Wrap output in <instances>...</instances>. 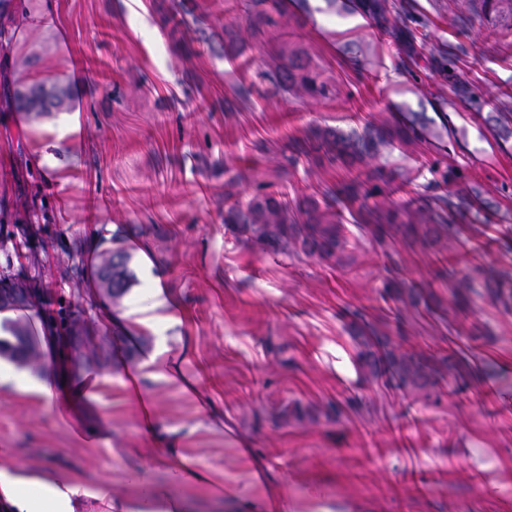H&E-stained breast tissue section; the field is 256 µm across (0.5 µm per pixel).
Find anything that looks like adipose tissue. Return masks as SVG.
<instances>
[{
  "instance_id": "adipose-tissue-1",
  "label": "adipose tissue",
  "mask_w": 512,
  "mask_h": 512,
  "mask_svg": "<svg viewBox=\"0 0 512 512\" xmlns=\"http://www.w3.org/2000/svg\"><path fill=\"white\" fill-rule=\"evenodd\" d=\"M47 336L43 363L48 377L34 390L49 404H73L78 389L61 365L55 330H48ZM91 506L101 512H188L190 508L185 499L161 487L146 491L140 500L126 501L113 498L111 484H89L74 472L54 467L34 471L0 457V512H84Z\"/></svg>"
}]
</instances>
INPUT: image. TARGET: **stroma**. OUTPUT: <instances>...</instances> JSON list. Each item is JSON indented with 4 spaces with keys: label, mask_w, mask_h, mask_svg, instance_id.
Here are the masks:
<instances>
[{
    "label": "stroma",
    "mask_w": 512,
    "mask_h": 512,
    "mask_svg": "<svg viewBox=\"0 0 512 512\" xmlns=\"http://www.w3.org/2000/svg\"><path fill=\"white\" fill-rule=\"evenodd\" d=\"M402 2L397 24H427L412 53L341 0H279L246 40L248 0H13L0 13V275L26 274L44 310L85 307L59 339L79 379L97 380L64 417L1 386L0 448L111 481L116 498L165 485L194 512L272 494L288 512H512V308L448 294L465 275L512 281V42L470 0ZM296 56L328 96L273 78ZM37 82L67 88L62 111L16 107ZM71 112L74 145L59 125ZM414 112L424 127L371 163L319 158L324 132ZM45 155L64 182L43 178ZM372 166L393 175L384 195L351 198ZM449 193L473 208L441 212ZM268 195L294 217L316 202L340 247L311 257L225 223ZM364 204L460 232L444 250L378 239ZM93 233L119 234L131 256L120 301L99 286ZM155 283L179 322L152 310ZM409 288L424 302L399 306ZM365 320L409 352L463 360L465 383L426 400L372 378L357 365ZM171 456L207 484L175 480Z\"/></svg>",
    "instance_id": "1"
}]
</instances>
